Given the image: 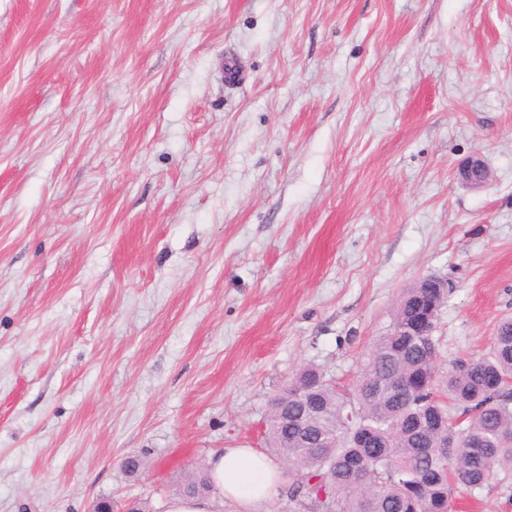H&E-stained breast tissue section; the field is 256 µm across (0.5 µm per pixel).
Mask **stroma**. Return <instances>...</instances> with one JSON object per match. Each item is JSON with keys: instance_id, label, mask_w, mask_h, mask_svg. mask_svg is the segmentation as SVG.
<instances>
[{"instance_id": "1", "label": "stroma", "mask_w": 512, "mask_h": 512, "mask_svg": "<svg viewBox=\"0 0 512 512\" xmlns=\"http://www.w3.org/2000/svg\"><path fill=\"white\" fill-rule=\"evenodd\" d=\"M428 275L444 375L512 317V0H0V512H167ZM459 177L462 184L471 188H479L487 182L490 172L481 156L476 155L461 166Z\"/></svg>"}]
</instances>
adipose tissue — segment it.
<instances>
[{
	"instance_id": "ef3b65f1",
	"label": "adipose tissue",
	"mask_w": 512,
	"mask_h": 512,
	"mask_svg": "<svg viewBox=\"0 0 512 512\" xmlns=\"http://www.w3.org/2000/svg\"><path fill=\"white\" fill-rule=\"evenodd\" d=\"M208 471L216 491L234 502L240 512H256L274 493L281 472L265 455L250 448H226L215 452Z\"/></svg>"
}]
</instances>
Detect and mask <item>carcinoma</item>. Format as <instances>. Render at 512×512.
I'll return each mask as SVG.
<instances>
[{"mask_svg": "<svg viewBox=\"0 0 512 512\" xmlns=\"http://www.w3.org/2000/svg\"><path fill=\"white\" fill-rule=\"evenodd\" d=\"M426 295L403 291L353 389L307 368L274 397L266 441L293 470L298 512H449L454 486L480 488L495 469H512V319L487 355L440 381L434 338L397 335ZM212 490L202 470L179 495Z\"/></svg>", "mask_w": 512, "mask_h": 512, "instance_id": "cac0c4a2", "label": "carcinoma"}]
</instances>
